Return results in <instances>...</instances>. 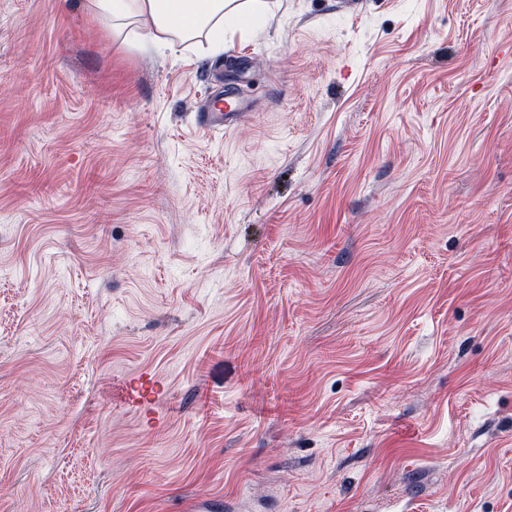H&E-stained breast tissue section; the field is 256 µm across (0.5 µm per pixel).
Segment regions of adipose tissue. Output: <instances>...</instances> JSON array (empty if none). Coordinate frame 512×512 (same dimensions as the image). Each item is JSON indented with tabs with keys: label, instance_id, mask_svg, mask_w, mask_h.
I'll return each instance as SVG.
<instances>
[{
	"label": "adipose tissue",
	"instance_id": "ef3b65f1",
	"mask_svg": "<svg viewBox=\"0 0 512 512\" xmlns=\"http://www.w3.org/2000/svg\"><path fill=\"white\" fill-rule=\"evenodd\" d=\"M270 0H90V10L113 35L133 34L151 48H174L194 38L223 45L225 26L247 33Z\"/></svg>",
	"mask_w": 512,
	"mask_h": 512
}]
</instances>
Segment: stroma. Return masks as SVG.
I'll use <instances>...</instances> for the list:
<instances>
[{"mask_svg": "<svg viewBox=\"0 0 512 512\" xmlns=\"http://www.w3.org/2000/svg\"><path fill=\"white\" fill-rule=\"evenodd\" d=\"M0 512H512V0H0ZM90 11L122 36L128 30L151 48H170L205 37L224 46V26L233 34L248 32V23L265 15L269 0H89ZM249 110L245 101L240 99L234 94H226L224 97L215 98L209 105L206 106L204 112L200 115V122L206 126H216L229 124L236 121L241 115V112ZM222 112H224V117ZM160 386L161 383L155 374L149 371L140 372L128 383V404L150 415L151 419L155 418L149 397L158 391Z\"/></svg>", "mask_w": 512, "mask_h": 512, "instance_id": "stroma-1", "label": "stroma"}]
</instances>
